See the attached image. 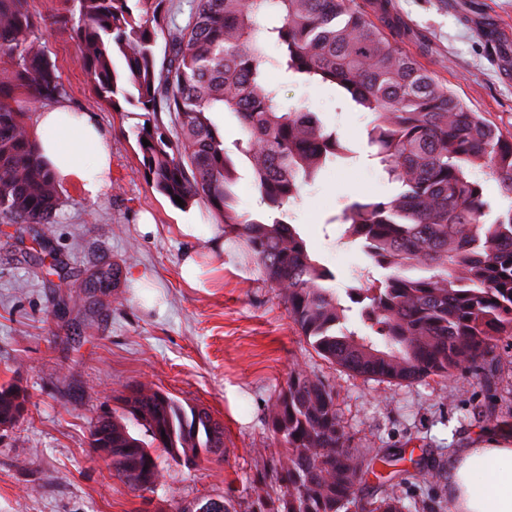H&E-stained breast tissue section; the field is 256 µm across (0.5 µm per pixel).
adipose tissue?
Here are the masks:
<instances>
[{"label": "adipose tissue", "mask_w": 512, "mask_h": 512, "mask_svg": "<svg viewBox=\"0 0 512 512\" xmlns=\"http://www.w3.org/2000/svg\"><path fill=\"white\" fill-rule=\"evenodd\" d=\"M31 131L56 180L77 183L97 199L112 163L96 117L61 100L36 112ZM446 484L448 512H512V439L487 431L457 449Z\"/></svg>", "instance_id": "obj_1"}]
</instances>
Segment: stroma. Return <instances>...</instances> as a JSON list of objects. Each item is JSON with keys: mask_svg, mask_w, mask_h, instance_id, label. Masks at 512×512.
<instances>
[{"mask_svg": "<svg viewBox=\"0 0 512 512\" xmlns=\"http://www.w3.org/2000/svg\"><path fill=\"white\" fill-rule=\"evenodd\" d=\"M385 3L398 45L512 138V0ZM30 40L56 65L65 100L104 127L112 174L95 201L79 185H63L52 228L0 217V385L28 395L24 417L0 428V512H182L227 493L255 498L251 478L278 445L268 413L296 369L330 387L350 447L384 454L363 490L393 481L421 512H442L453 449L487 428L512 436V336L498 341L493 365L414 382L358 375L323 358L243 243L225 241L217 256L206 240L177 234L181 208L153 188L142 165L136 131L145 113L113 110L93 94L68 30L42 26ZM272 78L285 107L319 113L354 153L283 208L313 257L335 272V288H344L367 258L341 243L332 216L399 186L367 157V113L332 86L319 97L315 85L277 71ZM146 213L156 224L149 234L139 229ZM188 250L199 256L198 288L181 275ZM112 270L116 279L98 285ZM137 384L211 412L224 425V458L191 469L164 458L152 493L114 477L96 458L90 430L98 416L120 412ZM419 466L427 480L407 481Z\"/></svg>", "mask_w": 512, "mask_h": 512, "instance_id": "stroma-1", "label": "stroma"}]
</instances>
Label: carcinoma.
<instances>
[{"mask_svg":"<svg viewBox=\"0 0 512 512\" xmlns=\"http://www.w3.org/2000/svg\"><path fill=\"white\" fill-rule=\"evenodd\" d=\"M72 2L52 24L74 34L97 98L149 114L137 142L153 187L172 202L203 204L224 235L255 254L318 354L398 382L496 359V341L512 334V207L488 220L492 205L475 172L489 171L512 200V139L436 82L354 0H193L183 26L170 0ZM41 23L28 0H0V215L15 224H53L60 204L29 124L31 112L64 93L55 65L29 41ZM269 65L332 85L368 113L370 157L400 184L397 195L356 200L335 217L346 241L386 271L378 279L361 271L342 294L295 225L237 208V165L219 112L238 119L243 138L234 146L260 204L273 211L350 154L319 113L284 108ZM23 399L0 385V422L16 421ZM123 403L121 414L97 418L91 445L112 449L108 465L132 490L156 489L162 454L179 453L186 465L200 450L224 456V425L207 410L145 385L131 387ZM268 425L281 445L273 493L207 498L182 512H420L392 485L359 495L378 451L347 445L332 391L304 371L289 375Z\"/></svg>","mask_w":512,"mask_h":512,"instance_id":"1","label":"carcinoma"}]
</instances>
